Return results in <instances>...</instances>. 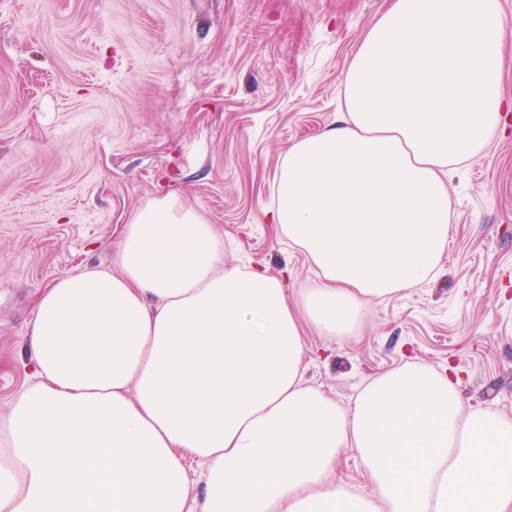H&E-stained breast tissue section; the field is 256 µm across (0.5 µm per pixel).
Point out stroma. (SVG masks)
Segmentation results:
<instances>
[{"instance_id":"stroma-1","label":"stroma","mask_w":512,"mask_h":512,"mask_svg":"<svg viewBox=\"0 0 512 512\" xmlns=\"http://www.w3.org/2000/svg\"><path fill=\"white\" fill-rule=\"evenodd\" d=\"M387 0H0V416L55 279L111 268L120 229L173 191L224 262L316 287L267 220L279 161L342 111L340 77ZM452 232L429 281L307 339L306 379L348 407L368 376L453 366L466 404L512 415V131L449 184Z\"/></svg>"}]
</instances>
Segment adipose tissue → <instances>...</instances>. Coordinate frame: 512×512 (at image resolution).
I'll return each instance as SVG.
<instances>
[{"mask_svg": "<svg viewBox=\"0 0 512 512\" xmlns=\"http://www.w3.org/2000/svg\"><path fill=\"white\" fill-rule=\"evenodd\" d=\"M387 2L345 112L275 176L271 218L318 286L292 307L278 278L225 266L202 211L150 199L116 271L37 300L33 380L0 417V512H512V417L465 405L453 369L405 363L347 408L304 380L306 329L348 335L366 301L438 270L448 174L512 111L500 0ZM346 448L367 489L337 479Z\"/></svg>", "mask_w": 512, "mask_h": 512, "instance_id": "adipose-tissue-1", "label": "adipose tissue"}]
</instances>
